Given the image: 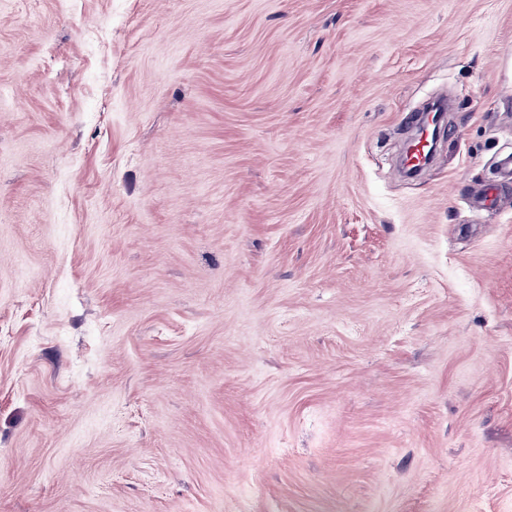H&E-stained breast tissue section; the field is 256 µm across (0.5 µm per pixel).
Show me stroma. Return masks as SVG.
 <instances>
[{
	"label": "stroma",
	"instance_id": "35a3bbf8",
	"mask_svg": "<svg viewBox=\"0 0 512 512\" xmlns=\"http://www.w3.org/2000/svg\"><path fill=\"white\" fill-rule=\"evenodd\" d=\"M511 152L512 0H0V512H512Z\"/></svg>",
	"mask_w": 512,
	"mask_h": 512
}]
</instances>
